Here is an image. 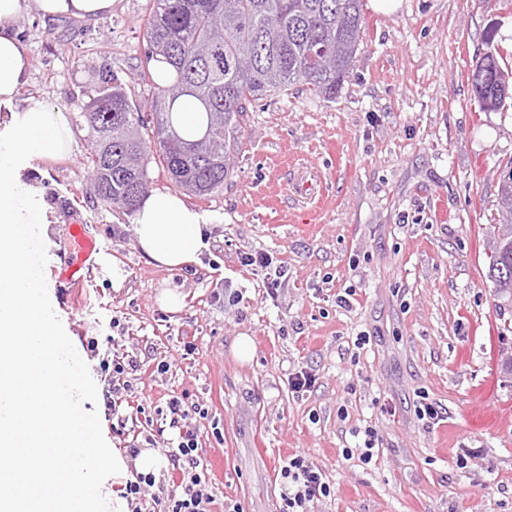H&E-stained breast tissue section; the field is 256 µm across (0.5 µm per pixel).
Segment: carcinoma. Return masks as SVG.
<instances>
[{
	"instance_id": "cac0c4a2",
	"label": "carcinoma",
	"mask_w": 512,
	"mask_h": 512,
	"mask_svg": "<svg viewBox=\"0 0 512 512\" xmlns=\"http://www.w3.org/2000/svg\"><path fill=\"white\" fill-rule=\"evenodd\" d=\"M362 0H150L140 78L154 87L151 112L127 105L126 85L104 77L81 117L94 138L86 162L101 201L134 212L149 193L147 166L198 198L224 186L233 173L239 119L247 105L302 84L333 99L362 38ZM471 83L482 98L499 100L501 62L509 52L493 46ZM163 57L176 77L154 81ZM243 57L252 65H239ZM201 104L205 129L194 140L179 134L170 105L182 97ZM504 231L490 255L489 277L499 295L512 296V183L500 186Z\"/></svg>"
}]
</instances>
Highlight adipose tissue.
<instances>
[{
	"label": "adipose tissue",
	"instance_id": "adipose-tissue-1",
	"mask_svg": "<svg viewBox=\"0 0 512 512\" xmlns=\"http://www.w3.org/2000/svg\"><path fill=\"white\" fill-rule=\"evenodd\" d=\"M113 0H0V112L10 115L0 134V512H29L26 492L64 487L51 512H90L80 481L47 459V448L72 435L69 392L77 384L79 362L43 298L41 272L29 271L23 245L34 241L42 214L20 182L21 164L33 157L71 152V115L32 98L18 104L27 80L26 51L11 27L25 9L45 18H94L108 13ZM203 214L178 194L154 191L141 202L133 224L134 241L157 265L174 270L200 264L209 248ZM56 367L64 377L48 389L43 372Z\"/></svg>",
	"mask_w": 512,
	"mask_h": 512
}]
</instances>
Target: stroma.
<instances>
[{
  "mask_svg": "<svg viewBox=\"0 0 512 512\" xmlns=\"http://www.w3.org/2000/svg\"><path fill=\"white\" fill-rule=\"evenodd\" d=\"M148 14L149 0H115L95 19L46 22L26 10L13 21L29 57L21 98L72 115L71 154L33 160L20 179L44 211V295L81 360L71 403L99 423V447L146 446L113 435L106 415L102 364L124 353L139 363L129 402L143 404L142 427L161 429L155 449L177 437L161 415L168 396L207 409L201 455L224 467L218 503L280 512V468L296 453L331 485L308 512H512V300L488 278L512 104L482 111L470 80L488 28L512 50V5L364 8L335 99L298 84L248 105L233 175L211 197L185 198L208 219L210 249L182 271L138 251L133 215L98 199L86 165L81 112L102 75L150 109L138 76ZM300 176L317 189L304 205L286 196ZM73 224L101 248L76 295L60 278ZM255 253L266 267L245 265ZM166 289L184 295L180 312L161 307ZM240 336L253 341L250 361L232 353ZM301 370L315 383L297 393L288 376ZM369 430L366 463L356 450Z\"/></svg>",
  "mask_w": 512,
  "mask_h": 512,
  "instance_id": "stroma-1",
  "label": "stroma"
}]
</instances>
